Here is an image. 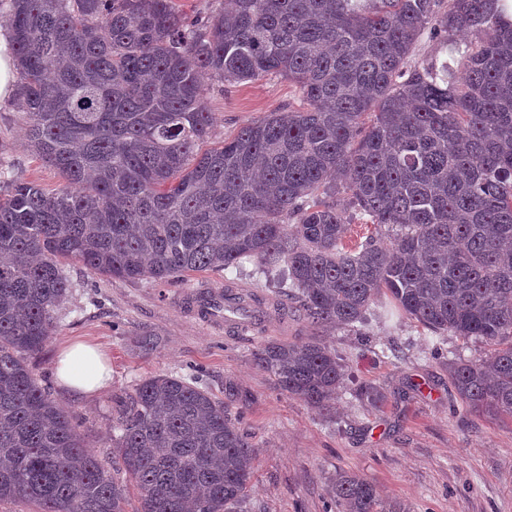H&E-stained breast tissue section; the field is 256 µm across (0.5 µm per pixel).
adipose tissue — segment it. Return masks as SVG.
<instances>
[{
    "mask_svg": "<svg viewBox=\"0 0 512 512\" xmlns=\"http://www.w3.org/2000/svg\"><path fill=\"white\" fill-rule=\"evenodd\" d=\"M55 377L62 387L90 396L109 387L112 369L102 362L96 347L73 341L61 346L55 364Z\"/></svg>",
    "mask_w": 512,
    "mask_h": 512,
    "instance_id": "1",
    "label": "adipose tissue"
}]
</instances>
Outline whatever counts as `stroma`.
<instances>
[{
	"label": "stroma",
	"mask_w": 512,
	"mask_h": 512,
	"mask_svg": "<svg viewBox=\"0 0 512 512\" xmlns=\"http://www.w3.org/2000/svg\"><path fill=\"white\" fill-rule=\"evenodd\" d=\"M203 93L214 116L212 146L299 102L297 88L275 77L225 87L208 80ZM0 167L48 188L60 182L30 150L12 97L0 101ZM65 269L71 288L56 311L55 332L29 364L104 466L112 464L113 391L173 375L220 400L225 384L235 385L230 409L253 445L249 512H337L329 487L341 471L366 478L383 499L410 512H512V418L471 414L451 400L449 353L477 359L484 344L436 335L379 294L360 332L331 329L321 337L347 363L349 387H381L386 400L374 408L342 389L327 414L282 392L253 361L261 342L301 343L313 333L297 312L282 309L280 294L253 264L193 274L188 288L95 275L76 262ZM228 288L258 304L260 317L249 330L198 313L196 297ZM146 333L155 334L156 349L143 348ZM71 338L105 352L109 389L80 397L58 386L54 362Z\"/></svg>",
	"instance_id": "obj_1"
}]
</instances>
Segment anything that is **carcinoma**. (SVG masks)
Listing matches in <instances>:
<instances>
[{"label":"carcinoma","instance_id":"cac0c4a2","mask_svg":"<svg viewBox=\"0 0 512 512\" xmlns=\"http://www.w3.org/2000/svg\"><path fill=\"white\" fill-rule=\"evenodd\" d=\"M496 0H0L31 150L47 190L0 170V500L41 512H124L110 476L28 357L52 336L60 260L136 282L253 262L313 327L356 328L381 290L438 335L491 347L449 363L466 410L512 417V21ZM475 37L450 65L408 63L421 34ZM269 75L300 104L200 153L203 81ZM345 194L349 209L336 197ZM375 233L350 248L355 223ZM279 388L331 412L346 365L319 339L254 353ZM362 403L382 388L355 389ZM113 453L140 512H246L249 434L181 377L112 393ZM339 512H410L363 477Z\"/></svg>","mask_w":512,"mask_h":512}]
</instances>
